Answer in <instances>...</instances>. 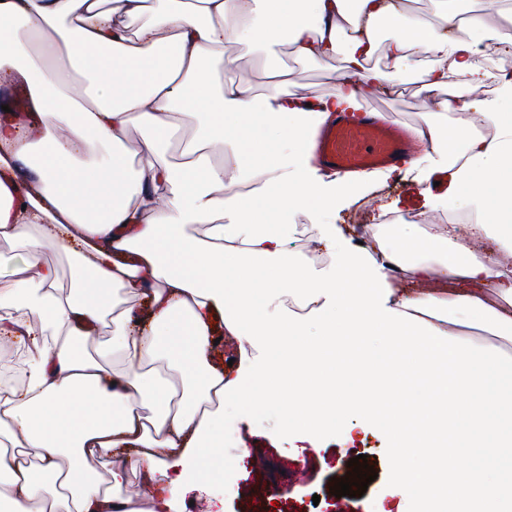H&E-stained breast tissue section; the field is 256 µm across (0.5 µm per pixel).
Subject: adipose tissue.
Wrapping results in <instances>:
<instances>
[{
  "instance_id": "ef3b65f1",
  "label": "adipose tissue",
  "mask_w": 512,
  "mask_h": 512,
  "mask_svg": "<svg viewBox=\"0 0 512 512\" xmlns=\"http://www.w3.org/2000/svg\"><path fill=\"white\" fill-rule=\"evenodd\" d=\"M103 2L0 0V74L25 83L44 130L33 137L24 114L0 109V240L14 250L0 260V342L22 344L27 374L0 389V512H179L187 485L204 492L213 466L235 469L224 460L230 403L245 423L282 404L312 448L350 418L381 425L392 448L423 460L396 475L415 512H512V268L458 242L464 232L512 251V113L499 109L512 80L488 104L492 138L474 135L464 96L492 73L450 35L485 30L484 12L462 16L460 0H435L431 18L404 0ZM230 35L284 39L314 62L343 56L341 84L308 109L285 68L258 92L217 80V67L237 66ZM379 51L388 69L369 66ZM415 68L443 96L413 129L453 171L441 203L464 197L492 213L433 234L374 225L368 246L344 245L324 273L314 253H289L295 227L277 218L334 209L370 178L318 175L311 135L357 112L359 87ZM185 111L205 120L176 164L172 115ZM134 124L137 165L124 149ZM48 246L70 261V290ZM397 270L434 287L409 295ZM119 293L130 305L116 307ZM105 323L108 351H84ZM223 334L253 355L215 363ZM158 367L179 384L155 383Z\"/></svg>"
}]
</instances>
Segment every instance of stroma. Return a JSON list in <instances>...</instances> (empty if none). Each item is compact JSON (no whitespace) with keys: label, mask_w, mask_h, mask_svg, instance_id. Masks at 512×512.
I'll use <instances>...</instances> for the list:
<instances>
[{"label":"stroma","mask_w":512,"mask_h":512,"mask_svg":"<svg viewBox=\"0 0 512 512\" xmlns=\"http://www.w3.org/2000/svg\"><path fill=\"white\" fill-rule=\"evenodd\" d=\"M227 54L236 56V79L254 87H262L269 68L284 65L291 73L290 88L295 92L308 91L317 96L334 92L340 83L342 66L339 61L325 63L301 61L290 56L287 45L269 49L251 47L228 40ZM371 97L385 107L391 118L413 126L423 113L435 110L437 96L421 87L416 71L396 74L392 85L370 88ZM416 172L407 171L402 181H377L373 186L357 191L352 198L341 202L332 211L313 212L315 224H335L344 230V239L355 243V224L372 222L366 205L377 195H384L385 209H392L395 200L405 199L407 184L417 183ZM237 405H228L224 417V451L235 453L237 445H245L249 455L263 464L262 475H254L245 464H238L233 482H225L220 471L209 475V491H192L181 504V512H197L198 505H206L207 512H336L337 499L331 492L334 480H341L349 472L348 462L358 455H366L377 477L369 484L363 496L349 499L352 512H381L385 507L403 505L406 512L413 508L410 491L399 490L395 471L401 459L389 448L384 436L374 427L357 419L348 420L335 434L325 436L319 450L275 447L272 436L285 433L283 412L275 406L259 410L253 416L252 426L236 427L233 419ZM352 432L353 442H345V432Z\"/></svg>","instance_id":"35a3bbf8"}]
</instances>
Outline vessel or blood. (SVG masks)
<instances>
[{"mask_svg": "<svg viewBox=\"0 0 512 512\" xmlns=\"http://www.w3.org/2000/svg\"><path fill=\"white\" fill-rule=\"evenodd\" d=\"M414 140L409 128L386 116L371 100H364L357 118L337 113L318 127L314 153L319 163L339 173L382 168L403 170Z\"/></svg>", "mask_w": 512, "mask_h": 512, "instance_id": "b4317fda", "label": "vessel or blood"}]
</instances>
